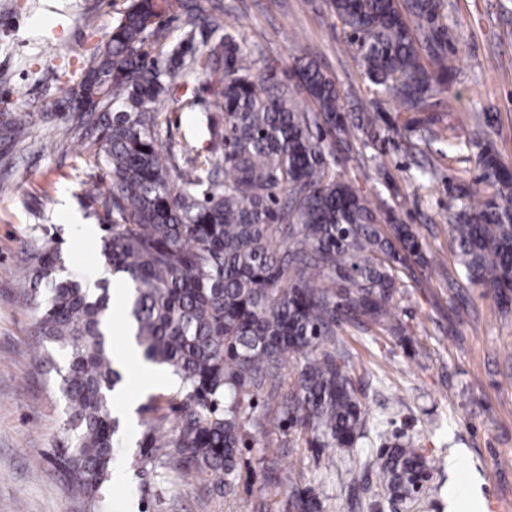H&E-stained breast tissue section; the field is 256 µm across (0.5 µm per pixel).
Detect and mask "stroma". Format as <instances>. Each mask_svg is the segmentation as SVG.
<instances>
[{"label":"stroma","mask_w":512,"mask_h":512,"mask_svg":"<svg viewBox=\"0 0 512 512\" xmlns=\"http://www.w3.org/2000/svg\"><path fill=\"white\" fill-rule=\"evenodd\" d=\"M224 24L248 48H260L257 70L274 66L289 78L300 56L315 59L336 81L344 107L378 114L386 129L374 145L336 147V171L375 203L394 209L424 243L430 266L402 272L406 285L398 316L414 342L348 328L339 341L355 368L354 383L367 409L363 438L350 448H315L297 432L247 427L242 480L235 493H209L203 482L175 466L138 469L141 425L124 431L104 512H254L258 502L284 512L293 485L318 494L323 512H416L411 500L385 494L372 483L385 448L412 442L438 468L424 486V512H512V311L493 293L462 282L450 250L449 218L458 200L485 199L493 187L481 178V151L512 160V0H445L448 38L457 77L433 118L455 126L473 148L445 156L425 144L424 127L410 113L374 95L347 45V35L325 0H223ZM126 0H0V113L27 104L45 110L25 142L0 143V180L14 186L0 195V512H94L91 500L60 469L64 401L55 381L35 361L46 345L33 333L36 311L22 299L17 274L21 243L32 231L60 242L69 272L94 280L102 261V230L85 197L84 146L66 135L71 113L57 102L56 83L78 86L91 44L106 40ZM178 98L196 100L195 111L169 114L171 144L193 139L207 146L213 95L205 79L191 81ZM492 115L478 129L473 113ZM433 170L420 178V166ZM179 380L160 370L147 380L131 366L125 401L169 398ZM280 443L274 463L260 453Z\"/></svg>","instance_id":"stroma-1"}]
</instances>
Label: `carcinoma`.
<instances>
[{
  "mask_svg": "<svg viewBox=\"0 0 512 512\" xmlns=\"http://www.w3.org/2000/svg\"><path fill=\"white\" fill-rule=\"evenodd\" d=\"M109 38L89 57L83 83L101 94L73 116L89 169H107L105 191L87 195L103 235L99 253L109 276L79 281L63 270L59 242L40 234L23 242L34 335L67 352L59 377L66 402L60 457L92 500L104 497L119 438L113 395L125 371L105 333L117 288L132 345L143 360L179 377L169 400L140 407L144 427L138 465L175 458L209 478L217 495L241 479L245 421L264 394L262 418L293 427L310 446L351 447L363 437L365 411L354 367L336 345L345 326L399 337L394 313L398 272L428 260L407 224L381 227L380 210L333 167L327 138L363 146L380 137L369 112L341 113L334 80L313 61L296 66L303 106L267 68L253 72L254 51L224 27L221 0H127ZM374 91L406 112H428L449 91L443 0H328ZM181 20L173 37L162 18ZM199 76L214 79L209 146L187 140L173 150L163 128L174 92ZM85 89L58 88L73 106ZM43 120L31 105L0 113V141L18 144ZM483 180L496 195L459 200L451 241L459 275L488 288L508 313L512 290V172L495 154ZM332 350H327V345ZM299 363L285 382L286 360ZM429 469L411 442L378 459L375 483L413 496V478ZM312 488H297L288 512H319Z\"/></svg>",
  "mask_w": 512,
  "mask_h": 512,
  "instance_id": "obj_1",
  "label": "carcinoma"
}]
</instances>
